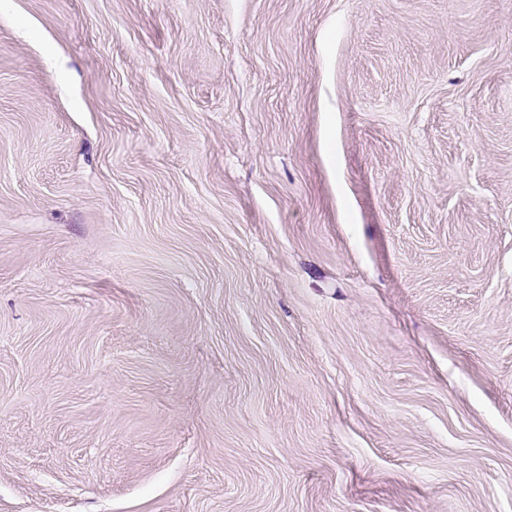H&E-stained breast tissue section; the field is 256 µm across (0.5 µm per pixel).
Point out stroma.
Here are the masks:
<instances>
[{
	"mask_svg": "<svg viewBox=\"0 0 512 512\" xmlns=\"http://www.w3.org/2000/svg\"><path fill=\"white\" fill-rule=\"evenodd\" d=\"M0 512H512V0H0Z\"/></svg>",
	"mask_w": 512,
	"mask_h": 512,
	"instance_id": "1",
	"label": "stroma"
}]
</instances>
